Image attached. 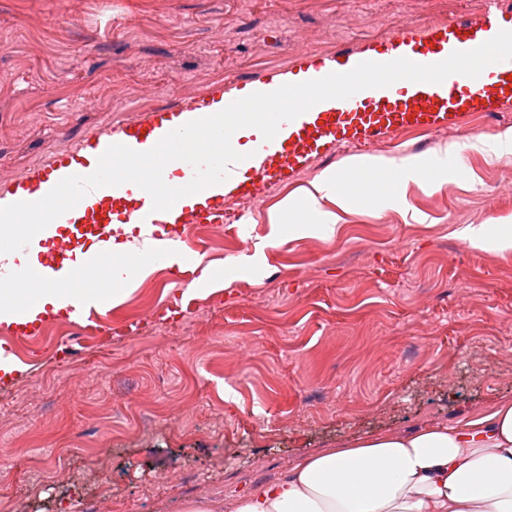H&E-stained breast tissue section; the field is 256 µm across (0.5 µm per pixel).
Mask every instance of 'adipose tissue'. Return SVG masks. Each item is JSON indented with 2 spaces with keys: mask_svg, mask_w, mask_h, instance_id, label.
<instances>
[{
  "mask_svg": "<svg viewBox=\"0 0 512 512\" xmlns=\"http://www.w3.org/2000/svg\"><path fill=\"white\" fill-rule=\"evenodd\" d=\"M273 83L277 91L269 96L240 91L243 104L237 114L226 112L223 93L209 105L213 118L242 138V152L250 150L246 138L263 134L267 112L306 101L297 78L281 75ZM158 168L183 206L202 204V197L183 190L168 143L133 142L118 159L119 173L132 174L128 187L137 196L148 189ZM383 169L392 172L395 190L387 200L393 204L401 201L397 185L407 180L422 181L429 189L438 184L436 166L426 160L408 158L395 166L382 158L356 155L345 169L319 176L301 207L293 210L294 222L333 233L339 217L321 210V199H334L339 210L350 209L357 199L347 191V182L367 184ZM33 281L35 288L25 301L33 317L84 293L77 271L62 280L37 274ZM233 512H512V399L500 402L490 416L458 427L428 424L408 435H373L308 456L276 481L238 498Z\"/></svg>",
  "mask_w": 512,
  "mask_h": 512,
  "instance_id": "1",
  "label": "adipose tissue"
}]
</instances>
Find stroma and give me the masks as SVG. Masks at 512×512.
I'll list each match as a JSON object with an SVG mask.
<instances>
[{"mask_svg": "<svg viewBox=\"0 0 512 512\" xmlns=\"http://www.w3.org/2000/svg\"><path fill=\"white\" fill-rule=\"evenodd\" d=\"M481 0H0V192L75 143L234 81L287 70L404 24L472 15ZM454 131L376 142L401 163L447 156L436 189L379 205V174L333 235L291 226L347 152L243 202L193 267L133 269L121 299L84 274L112 342L64 355V337L0 345L23 369L0 384V484L11 512H231L251 488L372 434L491 414L512 397V251L471 247L469 224H512V149ZM260 268L237 266L268 235ZM219 274L198 284L202 266ZM192 320L191 353L168 329ZM64 478L37 470L60 446Z\"/></svg>", "mask_w": 512, "mask_h": 512, "instance_id": "obj_1", "label": "stroma"}]
</instances>
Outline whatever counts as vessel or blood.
<instances>
[{
    "label": "vessel or blood",
    "instance_id": "1",
    "mask_svg": "<svg viewBox=\"0 0 512 512\" xmlns=\"http://www.w3.org/2000/svg\"><path fill=\"white\" fill-rule=\"evenodd\" d=\"M423 63L431 65L432 74L419 72ZM296 68L316 73L305 84L312 104L267 113L265 136L247 157L235 150L223 126L209 123L205 148L174 155L186 185L205 194L235 183L245 167L254 181L270 187L297 177L316 157L343 146L409 131L473 134L477 120L490 122L512 109V0H482L475 16L426 26L410 23L373 43L331 56L304 52L298 54ZM321 72L335 75V94L326 93L317 78ZM184 113L191 124H198L199 102L158 110L98 139L109 147L127 136L152 133ZM76 156L73 150L61 152L38 168L43 192L15 197L11 209L35 217L33 235L50 242L38 261V273L67 276L76 259L85 271L109 278L113 214L124 184L111 166L89 169L76 164ZM151 182L153 193L127 209L125 221L138 225L142 238L152 241L155 260L168 259L171 242L181 239L180 225L223 223L221 205H207L201 212L181 207L163 171L154 172ZM90 237L95 248L74 257L75 243ZM28 243L25 237L0 243V279L19 278L14 256ZM44 323L41 317L27 320L20 308L9 314L8 326L20 336L38 337Z\"/></svg>",
    "mask_w": 512,
    "mask_h": 512
}]
</instances>
